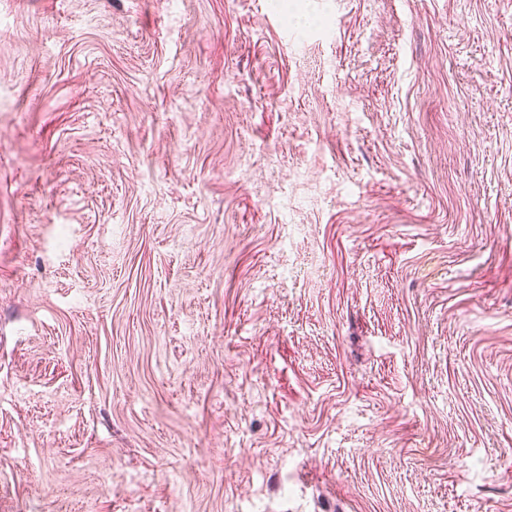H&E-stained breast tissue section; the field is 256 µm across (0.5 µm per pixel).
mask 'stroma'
<instances>
[{
	"label": "stroma",
	"instance_id": "35a3bbf8",
	"mask_svg": "<svg viewBox=\"0 0 512 512\" xmlns=\"http://www.w3.org/2000/svg\"><path fill=\"white\" fill-rule=\"evenodd\" d=\"M0 512H512V0H0Z\"/></svg>",
	"mask_w": 512,
	"mask_h": 512
}]
</instances>
